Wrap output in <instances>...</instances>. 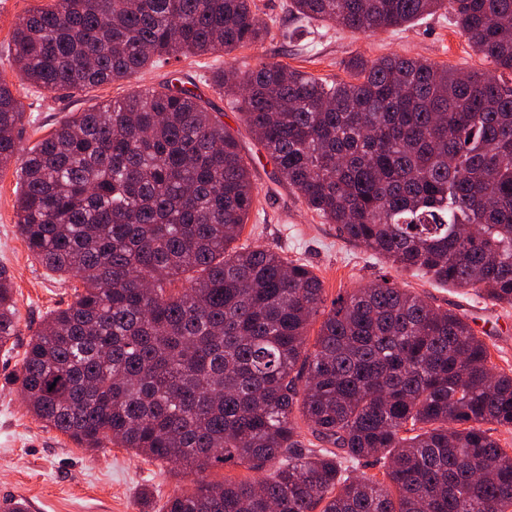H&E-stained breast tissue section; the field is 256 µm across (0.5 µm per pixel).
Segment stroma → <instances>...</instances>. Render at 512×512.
<instances>
[{
	"instance_id": "1",
	"label": "stroma",
	"mask_w": 512,
	"mask_h": 512,
	"mask_svg": "<svg viewBox=\"0 0 512 512\" xmlns=\"http://www.w3.org/2000/svg\"><path fill=\"white\" fill-rule=\"evenodd\" d=\"M52 2L0 0V79L11 86L23 105L20 136L24 148L46 136L67 113L123 98L134 90L157 85L173 73L192 79L220 109L225 126L238 136L258 190L238 245L266 247L304 262L322 280L329 301L392 275L400 287L411 289L434 306L464 313L477 336L487 343L493 362L512 366V306L441 286L422 275L390 274L383 259L346 243L336 225L307 209L298 191L282 180L249 133L242 115L206 83L216 69L243 72L264 62L281 63L332 82L346 78L345 64L355 54L369 59L399 54L457 70L488 69V62L474 51L451 15L429 16L413 26L373 35L313 20L308 31L286 40L281 33L292 25L289 0H255L273 32L261 46L239 48L224 56L183 57L172 68L83 92L49 93L21 80L9 44L20 17ZM19 168L15 161L0 170V267L11 276L17 300V335L0 348V505L21 499L28 512H163L170 497L192 492L198 479L252 478V470L243 464L218 466L201 475L172 469L114 444L85 450L29 412L15 380L24 350L51 310L74 301L79 282L45 270L22 239L15 211Z\"/></svg>"
}]
</instances>
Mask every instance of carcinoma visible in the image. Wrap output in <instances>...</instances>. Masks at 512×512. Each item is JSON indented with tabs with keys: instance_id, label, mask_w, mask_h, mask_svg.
<instances>
[{
	"instance_id": "obj_1",
	"label": "carcinoma",
	"mask_w": 512,
	"mask_h": 512,
	"mask_svg": "<svg viewBox=\"0 0 512 512\" xmlns=\"http://www.w3.org/2000/svg\"><path fill=\"white\" fill-rule=\"evenodd\" d=\"M299 23L375 34L449 13L489 71L350 57L328 83L279 63L232 96L307 208L396 271L512 305V0H289ZM271 35L254 0H56L15 24L22 80L51 93L137 79ZM24 112L0 79V169ZM20 235L81 281L27 345L30 412L81 448L179 470L237 460L166 512H512V368L465 317L384 276L325 306L306 264L236 247L257 196L223 113L181 80L70 112L25 152ZM0 267V347L16 335ZM320 321L314 343L309 326ZM383 462L382 477L356 473Z\"/></svg>"
}]
</instances>
